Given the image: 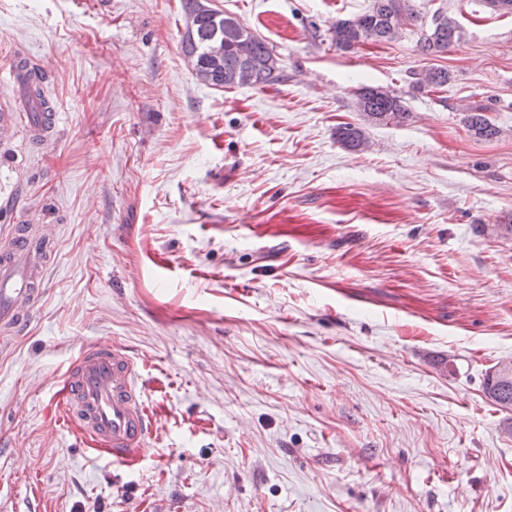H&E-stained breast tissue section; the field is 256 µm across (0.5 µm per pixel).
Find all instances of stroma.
<instances>
[{"mask_svg": "<svg viewBox=\"0 0 512 512\" xmlns=\"http://www.w3.org/2000/svg\"><path fill=\"white\" fill-rule=\"evenodd\" d=\"M372 3L213 0L279 63L217 90L180 0H0V236H54L0 341V512H512L508 412L484 394L512 361V13L410 0L397 39L338 50L331 25ZM438 11L461 38L421 55ZM20 56L56 112L38 144ZM433 66L448 86L413 90ZM364 86L406 118L358 112ZM96 343L134 360L159 426L125 461L61 402ZM354 105L359 112H364L367 117L378 122H399L406 112L401 96L378 87L359 89L355 94ZM466 125L475 135L484 139L495 138L499 130L484 115L481 109H472L466 118Z\"/></svg>", "mask_w": 512, "mask_h": 512, "instance_id": "1", "label": "stroma"}]
</instances>
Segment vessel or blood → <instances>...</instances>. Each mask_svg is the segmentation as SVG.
<instances>
[{"label": "vessel or blood", "mask_w": 512, "mask_h": 512, "mask_svg": "<svg viewBox=\"0 0 512 512\" xmlns=\"http://www.w3.org/2000/svg\"><path fill=\"white\" fill-rule=\"evenodd\" d=\"M38 249L26 225H15L0 248V332L18 334L42 294L32 262ZM65 413L79 434L91 437L114 460L127 459L154 429L136 386L133 359L106 344L84 348L68 371Z\"/></svg>", "instance_id": "obj_1"}]
</instances>
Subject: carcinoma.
<instances>
[{"instance_id": "cac0c4a2", "label": "carcinoma", "mask_w": 512, "mask_h": 512, "mask_svg": "<svg viewBox=\"0 0 512 512\" xmlns=\"http://www.w3.org/2000/svg\"><path fill=\"white\" fill-rule=\"evenodd\" d=\"M188 26L181 44L185 57L193 65L196 77L214 89L240 86H260L277 80L278 66L268 70L255 69L273 58L272 49L253 32L234 18H225L224 12L202 6V0H181ZM413 17L408 0H373L372 7L362 15L338 19L331 27L332 41L336 48L350 50L367 42H388L397 38L402 21ZM457 22L441 12L432 16L429 30L417 43L426 56H438L459 39ZM24 86V111L32 125H39V116L52 111L43 95L45 73L36 66H26V72L17 74ZM451 73L443 67H432L413 74L412 88L438 90L448 85ZM355 108L377 121L400 120L406 109L402 97L378 87H363L355 94ZM466 125L475 135L493 139L499 134L480 109H473L466 118ZM336 138L349 149H358L366 138L361 128L344 124L337 128ZM485 393L498 406L512 408V383H498L488 375Z\"/></svg>"}]
</instances>
